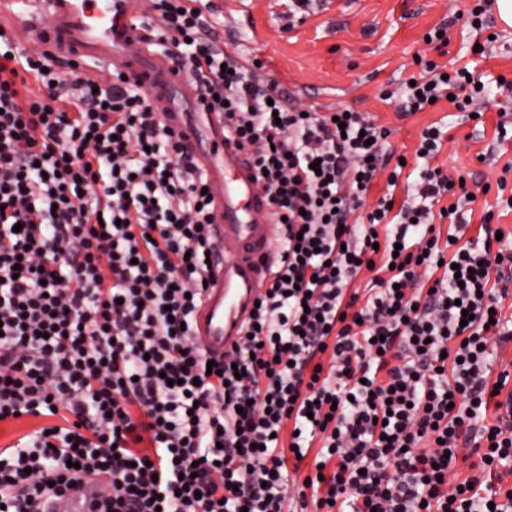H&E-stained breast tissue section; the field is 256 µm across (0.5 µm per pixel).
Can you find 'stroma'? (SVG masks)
I'll return each instance as SVG.
<instances>
[{
    "instance_id": "stroma-1",
    "label": "stroma",
    "mask_w": 512,
    "mask_h": 512,
    "mask_svg": "<svg viewBox=\"0 0 512 512\" xmlns=\"http://www.w3.org/2000/svg\"><path fill=\"white\" fill-rule=\"evenodd\" d=\"M479 0H338L331 10L312 9L304 23L289 26L287 0H244L245 9L234 22L213 15L217 29L233 24L242 53L264 59L263 77L280 79L293 102L320 101L324 110L339 106L368 113L392 129L390 144L396 153L413 157L420 134L429 125L440 126L444 141L433 163L452 175L465 177L476 197L472 226L486 206H494L493 222L512 232V210L499 206L492 186L506 179L512 186V137L497 138L499 107L512 99L492 91L481 99V119L468 118L447 101L422 112L405 115L387 91L418 74L416 55L439 66L474 67L484 81L505 76L512 80V27L491 17L482 29L472 26ZM457 21L446 41L427 42L435 27L449 15ZM483 44L485 53L473 51Z\"/></svg>"
}]
</instances>
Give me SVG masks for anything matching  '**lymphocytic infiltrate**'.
<instances>
[{"mask_svg": "<svg viewBox=\"0 0 512 512\" xmlns=\"http://www.w3.org/2000/svg\"><path fill=\"white\" fill-rule=\"evenodd\" d=\"M151 13L249 152L280 258L256 331L209 364L191 328L215 250L199 163L136 78H86L0 28V421L54 420L0 450V512H40L90 473L112 478L98 512H512L494 484L512 471V363L491 351L512 342V243L490 211L462 239L470 191L430 164L440 127L411 200L396 170L372 198L389 130L286 106L189 0ZM473 82L427 61L396 96L463 112Z\"/></svg>", "mask_w": 512, "mask_h": 512, "instance_id": "obj_1", "label": "lymphocytic infiltrate"}]
</instances>
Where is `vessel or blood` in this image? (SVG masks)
Listing matches in <instances>:
<instances>
[{
	"label": "vessel or blood",
	"mask_w": 512,
	"mask_h": 512,
	"mask_svg": "<svg viewBox=\"0 0 512 512\" xmlns=\"http://www.w3.org/2000/svg\"><path fill=\"white\" fill-rule=\"evenodd\" d=\"M142 16L141 0H0V24H9L16 40L70 55L91 78L111 70L139 76L185 153L199 161L217 249L194 313V335L208 356L220 358L245 336L278 259L271 211L250 157L227 133L226 117L203 104L198 80L151 49ZM102 480L99 474L84 480L71 512H90Z\"/></svg>",
	"instance_id": "vessel-or-blood-1"
}]
</instances>
